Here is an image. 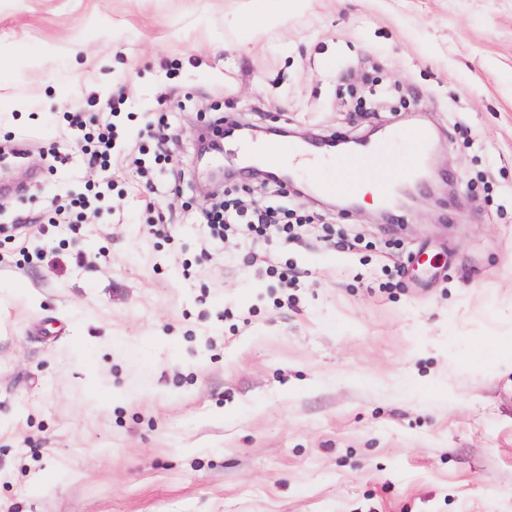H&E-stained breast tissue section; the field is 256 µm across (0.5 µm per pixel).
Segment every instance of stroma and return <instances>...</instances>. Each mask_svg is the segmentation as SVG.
<instances>
[{"instance_id": "1", "label": "stroma", "mask_w": 512, "mask_h": 512, "mask_svg": "<svg viewBox=\"0 0 512 512\" xmlns=\"http://www.w3.org/2000/svg\"><path fill=\"white\" fill-rule=\"evenodd\" d=\"M0 56V512H512V0H0ZM222 118L384 122L380 177L425 131L448 204L376 224L250 178L298 224L213 237Z\"/></svg>"}]
</instances>
